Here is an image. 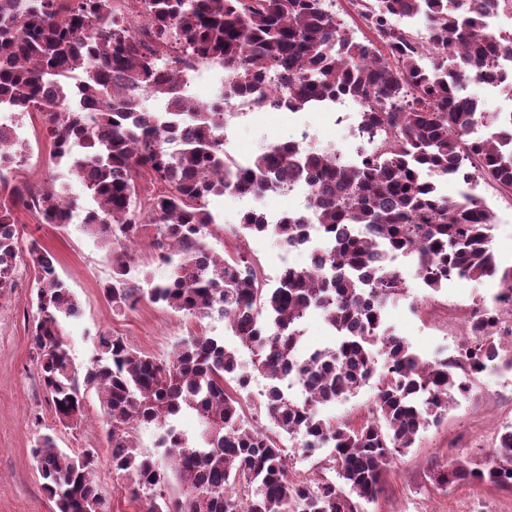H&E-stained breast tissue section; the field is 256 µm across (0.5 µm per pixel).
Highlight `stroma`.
Instances as JSON below:
<instances>
[{"instance_id": "stroma-1", "label": "stroma", "mask_w": 512, "mask_h": 512, "mask_svg": "<svg viewBox=\"0 0 512 512\" xmlns=\"http://www.w3.org/2000/svg\"><path fill=\"white\" fill-rule=\"evenodd\" d=\"M25 125L31 150L18 179L36 184L49 171L45 130L36 117ZM229 135L240 152L253 156L280 138V118L263 109ZM474 192L495 214L492 235L499 265L512 267V194L482 181ZM33 239L53 256L57 274L81 303L82 316L67 326L78 368H85L97 356V337L103 332L122 337L161 361L170 359L173 349L186 338L192 318L149 301H140L131 311L113 312L102 295L104 284L112 279V253L81 225L61 230L21 215L20 246ZM400 271L407 288L389 302L386 322L429 361L457 354L462 340L459 320L465 319L473 305H493L501 291L495 278L474 282L454 277L434 293L415 278L410 259H403ZM33 283V269L20 266L14 288L0 297V512H56L32 457L35 437L42 433L54 435L66 450L97 449L95 479L109 512H138L126 479L110 464L106 416L96 393L87 394L85 419L78 428L62 427L56 418L37 375L30 341L36 310ZM495 343L498 358L484 372L470 375L471 392L456 395L447 415L423 431L413 448L394 459L384 473L382 493L363 512H512V490L488 483L442 488L432 481L433 471L450 458L460 457L475 466L483 463L501 433L512 426V334L497 335Z\"/></svg>"}]
</instances>
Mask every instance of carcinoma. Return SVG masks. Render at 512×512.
I'll return each instance as SVG.
<instances>
[{
  "mask_svg": "<svg viewBox=\"0 0 512 512\" xmlns=\"http://www.w3.org/2000/svg\"><path fill=\"white\" fill-rule=\"evenodd\" d=\"M372 36L329 13L325 0H145L147 24L138 35L126 26L119 0H0V100L20 116L40 114L50 163L67 166L91 196L93 234L113 246L112 283L103 288L115 309L142 299L186 316L224 318L254 355L241 369L237 351L206 333L177 345L162 363L103 333L104 357L79 371L64 330L81 306L37 242L27 248L36 271V313L31 339L42 385L58 421L83 422L86 394L101 395L112 470L131 480L130 495L143 512H361L372 501L398 453L448 412L454 395L471 391L462 374L498 357L482 317L497 308L478 304L462 352L423 360L385 325L390 300L406 290L390 264L399 250L416 260V276L436 291L457 276L499 278L495 298L512 307V268L499 269L492 249L494 212L472 191L440 194L437 181L482 177L512 190V131L478 145L476 125L494 122L465 94L472 79L499 80L512 92V75L490 63L508 46L484 30L482 18L505 0H355ZM421 16L436 35L438 61L421 62V49L394 18ZM197 61L224 65L218 99L188 113L189 129L171 148L190 99L184 71L161 62L166 48ZM362 105L361 129L389 138L384 151L351 166L322 153L271 144L244 169L224 178V141L218 134L224 100L251 97L260 107L295 111L336 95ZM162 98L170 123L159 125L145 98ZM28 146L0 128V296L14 284L20 252L19 214L38 205V220L69 226L64 185L49 175L33 189L17 181ZM296 181L314 189L309 216L267 224L255 211L242 216L252 234H272L301 245L309 223L326 235L320 273L288 269L274 288H261L246 258L231 261L205 245L215 220L211 197L262 196ZM156 225L169 251L166 278L144 293L129 277L131 245L142 225ZM320 312L336 332L323 349L302 348L300 325ZM384 357L377 370L375 357ZM267 380L260 393L270 421L304 456L331 449L337 481H296L288 455L275 440L245 423L241 393L254 374ZM295 376L303 396L281 388ZM234 383V388L227 384ZM375 389L371 408L353 425L319 417L318 407ZM197 416L191 442L171 428L183 412ZM163 429L182 496L161 493L169 475L132 440V430ZM33 455L43 488L57 512H104L95 484L98 453L65 451L54 437H35ZM440 486L463 482L512 488V428L504 431L484 467L453 460L433 473Z\"/></svg>",
  "mask_w": 512,
  "mask_h": 512,
  "instance_id": "1",
  "label": "carcinoma"
}]
</instances>
